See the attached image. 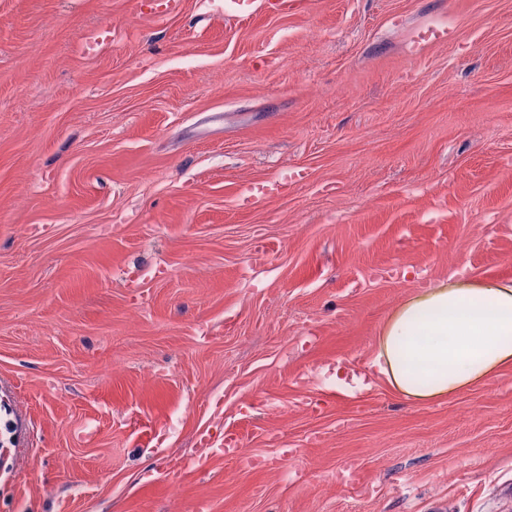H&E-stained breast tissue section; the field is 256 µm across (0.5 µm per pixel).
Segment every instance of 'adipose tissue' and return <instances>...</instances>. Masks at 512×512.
<instances>
[{
	"instance_id": "ef3b65f1",
	"label": "adipose tissue",
	"mask_w": 512,
	"mask_h": 512,
	"mask_svg": "<svg viewBox=\"0 0 512 512\" xmlns=\"http://www.w3.org/2000/svg\"><path fill=\"white\" fill-rule=\"evenodd\" d=\"M510 365L512 279L454 274L389 316L367 371L420 405L447 401Z\"/></svg>"
}]
</instances>
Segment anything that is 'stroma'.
Here are the masks:
<instances>
[{
	"instance_id": "stroma-1",
	"label": "stroma",
	"mask_w": 512,
	"mask_h": 512,
	"mask_svg": "<svg viewBox=\"0 0 512 512\" xmlns=\"http://www.w3.org/2000/svg\"><path fill=\"white\" fill-rule=\"evenodd\" d=\"M158 2L0 0V512H512V366L421 406L328 368L512 278V0ZM198 448H196L200 458H211L216 456H234L241 464L249 466V458L241 452L238 447V441L235 437L225 436L224 444L216 446L209 435L201 432L197 435ZM225 447V448H224Z\"/></svg>"
}]
</instances>
